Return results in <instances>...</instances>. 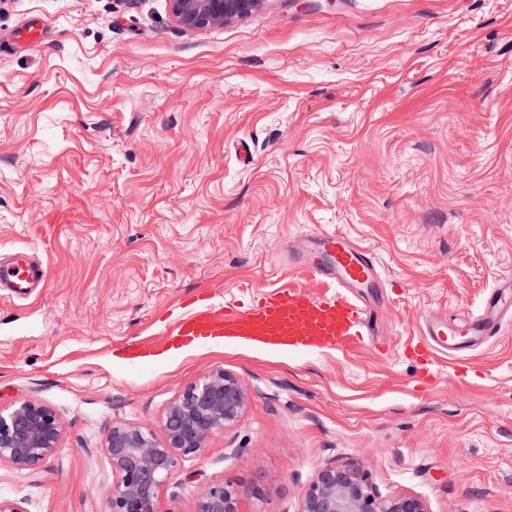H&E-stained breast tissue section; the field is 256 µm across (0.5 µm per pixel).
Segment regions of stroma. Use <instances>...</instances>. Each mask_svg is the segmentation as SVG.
I'll return each mask as SVG.
<instances>
[{
    "label": "stroma",
    "instance_id": "1",
    "mask_svg": "<svg viewBox=\"0 0 512 512\" xmlns=\"http://www.w3.org/2000/svg\"><path fill=\"white\" fill-rule=\"evenodd\" d=\"M322 230L376 258L371 319L397 351L165 345L200 292L334 296L288 267ZM16 252L48 282L0 296V406L33 396L65 423L41 471L0 467L27 512H106L104 431L159 426L218 369L249 408L165 486L179 512L213 481L244 490L241 512H294L327 463L428 512H512V326L467 382L438 352L421 389L400 353L425 316L512 277V0H265L203 31L168 0H0V255Z\"/></svg>",
    "mask_w": 512,
    "mask_h": 512
}]
</instances>
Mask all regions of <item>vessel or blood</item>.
<instances>
[{
	"label": "vessel or blood",
	"mask_w": 512,
	"mask_h": 512,
	"mask_svg": "<svg viewBox=\"0 0 512 512\" xmlns=\"http://www.w3.org/2000/svg\"><path fill=\"white\" fill-rule=\"evenodd\" d=\"M297 254L301 267L336 283V296L317 299L299 288H278L263 292L243 310L234 305L219 309L202 302L172 328L170 341L245 338L271 347L318 352L337 351L351 337L373 335L368 306L356 291L376 286L380 275L375 257L356 248L346 236L327 231L303 240ZM45 282L44 267L24 253L0 261V291L26 296ZM511 311L512 278L498 280L479 311L452 321L426 316L423 326L427 341L413 353L425 361L434 350L446 351L456 357L459 369H467V355L475 342L495 336Z\"/></svg>",
	"instance_id": "1"
}]
</instances>
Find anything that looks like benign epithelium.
<instances>
[{
  "label": "benign epithelium",
  "instance_id": "1",
  "mask_svg": "<svg viewBox=\"0 0 512 512\" xmlns=\"http://www.w3.org/2000/svg\"><path fill=\"white\" fill-rule=\"evenodd\" d=\"M175 21L202 31L246 16L262 0H169ZM250 401L247 385L223 370L185 387L166 406L161 433L145 424L119 422L105 433L100 451L112 469L107 512H175L162 492L180 474L181 463L199 457L210 441L235 426ZM64 424L43 401L30 397L0 408V465L35 473L61 449ZM241 491L209 484L193 512H239ZM296 512H427L411 494L383 498L355 466L326 463L305 489Z\"/></svg>",
  "mask_w": 512,
  "mask_h": 512
}]
</instances>
